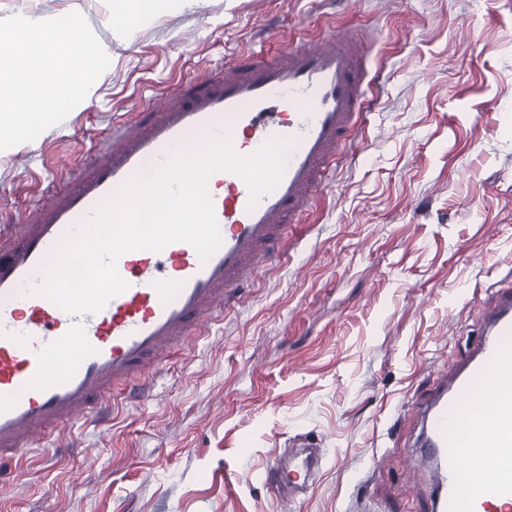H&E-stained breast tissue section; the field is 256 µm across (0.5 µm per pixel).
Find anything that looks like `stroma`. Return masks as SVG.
<instances>
[{
    "instance_id": "obj_1",
    "label": "stroma",
    "mask_w": 512,
    "mask_h": 512,
    "mask_svg": "<svg viewBox=\"0 0 512 512\" xmlns=\"http://www.w3.org/2000/svg\"><path fill=\"white\" fill-rule=\"evenodd\" d=\"M114 0H0V18L79 12L110 64L31 145L0 151V233L98 135L172 90L269 48L352 30L383 81L364 129L281 257L190 350L120 398L82 445L11 465L0 512H423L433 472L413 407L478 339L490 286L512 279V0H167L133 24ZM310 443L315 485L261 481Z\"/></svg>"
}]
</instances>
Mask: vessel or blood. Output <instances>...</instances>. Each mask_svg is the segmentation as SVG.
I'll list each match as a JSON object with an SVG mask.
<instances>
[{
  "instance_id": "1",
  "label": "vessel or blood",
  "mask_w": 512,
  "mask_h": 512,
  "mask_svg": "<svg viewBox=\"0 0 512 512\" xmlns=\"http://www.w3.org/2000/svg\"><path fill=\"white\" fill-rule=\"evenodd\" d=\"M374 79L368 54L349 32L314 43L282 42L272 53L246 52L220 75L179 80L175 93L113 126L74 186L40 195L17 234L0 240V465L46 446L78 447V420L106 425L116 393L141 396L146 376L177 348L238 303L254 274L274 261L287 228L302 224L361 124ZM226 137L249 155L273 139L295 148L275 190L251 202L236 174L211 175L208 190L221 244L200 261L188 243L162 252L122 253L116 268L128 289L92 313H71L43 292L59 249L87 232L107 205L121 209L126 190L191 141ZM470 354L415 406L420 457L438 465L427 512H512V281L494 288ZM78 356L56 366L68 348ZM483 409L478 427L493 456L485 480L466 486L463 407ZM322 456L303 449L263 471L279 498L308 489Z\"/></svg>"
}]
</instances>
